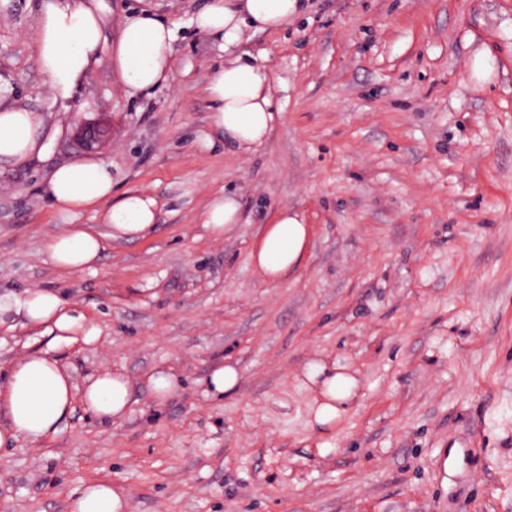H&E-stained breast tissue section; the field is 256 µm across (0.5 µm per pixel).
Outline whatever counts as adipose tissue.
Wrapping results in <instances>:
<instances>
[{
  "label": "adipose tissue",
  "mask_w": 512,
  "mask_h": 512,
  "mask_svg": "<svg viewBox=\"0 0 512 512\" xmlns=\"http://www.w3.org/2000/svg\"><path fill=\"white\" fill-rule=\"evenodd\" d=\"M299 0H208L198 12L195 27L217 39L222 50L237 45L248 30H279L292 22ZM111 20L106 0H49L35 26L36 62L47 78L55 101L73 100L102 50H109L112 68L127 96L149 93L173 74L175 31L150 9L126 12L120 33L105 45ZM272 69L239 56L219 66L208 91L212 123L228 148L246 152L262 145L281 108L272 94ZM52 140L41 118L22 107L0 106V162L20 163L44 157ZM54 206L62 211L96 208L112 195L110 163L85 158L58 166L47 185ZM156 201L146 191H130L113 202L106 215L110 238L134 241L156 223ZM103 236L83 224H68L49 235L43 251L57 269L78 273L98 263ZM311 227L297 213L280 211L255 240L250 260L271 282L284 281L302 264L309 248ZM21 315L26 325L40 328L52 344L69 346L97 340L83 313L67 306L54 291L27 289L23 296L0 303V314ZM305 377L317 392L313 421L321 431L333 430L358 398V379L339 363L311 362ZM132 386L120 372L91 377L76 390L67 367L51 350L28 354L14 363L0 384V447L19 439L40 443L58 432L75 402L102 421L124 417ZM122 487L111 482L88 483L75 489L69 512H128Z\"/></svg>",
  "instance_id": "ef3b65f1"
}]
</instances>
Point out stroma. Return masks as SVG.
<instances>
[{"instance_id": "stroma-1", "label": "stroma", "mask_w": 512, "mask_h": 512, "mask_svg": "<svg viewBox=\"0 0 512 512\" xmlns=\"http://www.w3.org/2000/svg\"><path fill=\"white\" fill-rule=\"evenodd\" d=\"M107 2V42L144 4L173 26L174 76L127 97L104 52L65 106L36 65L45 0H0V105L57 133L46 159L0 162V297L51 289L99 331L52 348L2 316L0 377L50 348L76 387L112 370L134 396L122 419L78 403L54 439L1 448L0 512H69L93 481L123 487L130 512H512V0H301L235 49L271 67L283 108L248 154L211 125L224 53L192 23L207 0ZM84 122L107 129L91 153ZM90 154L111 163L113 198L147 191L158 218L67 274L42 240L103 228L107 207L59 211L45 185ZM222 193L242 220L217 238L202 214ZM284 208L311 244L273 283L248 256ZM314 360L360 383L327 448ZM222 361L239 387L206 396ZM160 368L180 380L163 401L147 387Z\"/></svg>"}]
</instances>
